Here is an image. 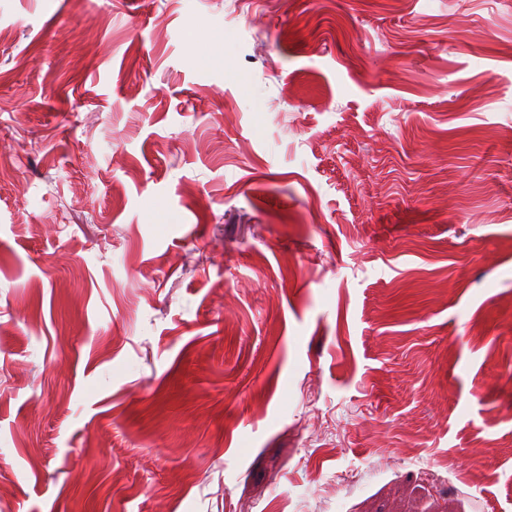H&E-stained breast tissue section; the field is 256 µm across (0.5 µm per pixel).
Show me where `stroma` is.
<instances>
[{
  "label": "stroma",
  "mask_w": 512,
  "mask_h": 512,
  "mask_svg": "<svg viewBox=\"0 0 512 512\" xmlns=\"http://www.w3.org/2000/svg\"><path fill=\"white\" fill-rule=\"evenodd\" d=\"M508 372L512 0H0V512H512Z\"/></svg>",
  "instance_id": "obj_1"
}]
</instances>
